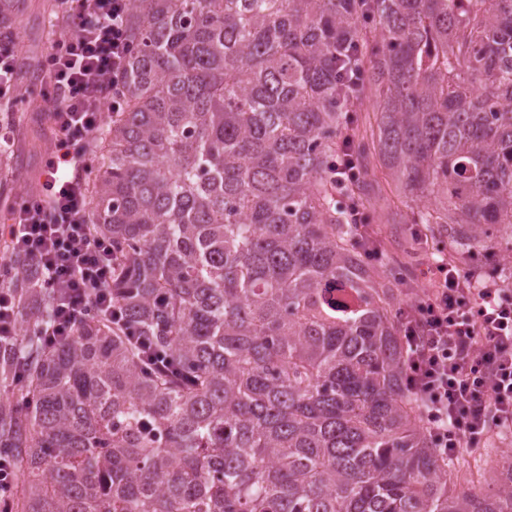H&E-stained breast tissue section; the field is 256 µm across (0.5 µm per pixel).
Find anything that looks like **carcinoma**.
<instances>
[{"label":"carcinoma","mask_w":512,"mask_h":512,"mask_svg":"<svg viewBox=\"0 0 512 512\" xmlns=\"http://www.w3.org/2000/svg\"><path fill=\"white\" fill-rule=\"evenodd\" d=\"M127 35L87 183L115 316L45 345L52 301L4 243L6 512H512V462L477 493L432 447L405 278L344 209L374 223L390 179L397 223L512 264V0H129ZM19 328L18 305L13 294L6 289L0 290V343L4 339L12 340ZM16 483L8 455L0 454V504L4 507L10 502Z\"/></svg>","instance_id":"cac0c4a2"}]
</instances>
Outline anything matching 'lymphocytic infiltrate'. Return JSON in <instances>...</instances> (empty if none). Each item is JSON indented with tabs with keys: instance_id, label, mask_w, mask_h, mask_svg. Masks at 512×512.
<instances>
[{
	"instance_id": "obj_1",
	"label": "lymphocytic infiltrate",
	"mask_w": 512,
	"mask_h": 512,
	"mask_svg": "<svg viewBox=\"0 0 512 512\" xmlns=\"http://www.w3.org/2000/svg\"><path fill=\"white\" fill-rule=\"evenodd\" d=\"M67 31L42 64L51 147L41 186L12 206L9 237L34 259L53 299L40 327L45 344L70 336L91 315L111 317L112 247L92 237L86 197L89 143L105 109L122 93L109 84L131 52L129 0H62ZM432 287L407 288L398 318L405 380L420 401L432 445L441 453L482 447L492 425L512 427V290L438 254Z\"/></svg>"
}]
</instances>
